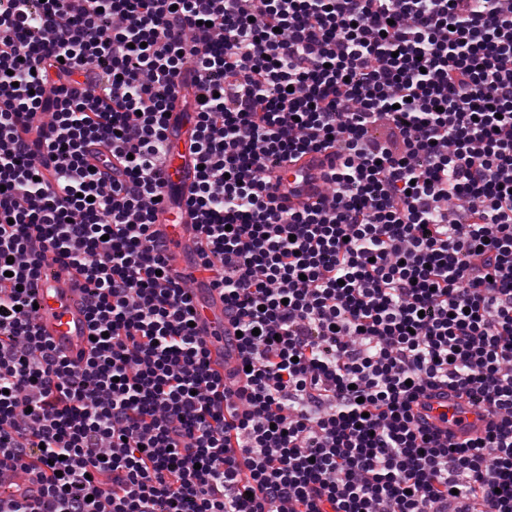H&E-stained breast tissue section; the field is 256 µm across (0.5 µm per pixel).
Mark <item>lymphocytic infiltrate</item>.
I'll use <instances>...</instances> for the list:
<instances>
[{"label": "lymphocytic infiltrate", "mask_w": 512, "mask_h": 512, "mask_svg": "<svg viewBox=\"0 0 512 512\" xmlns=\"http://www.w3.org/2000/svg\"><path fill=\"white\" fill-rule=\"evenodd\" d=\"M188 68L235 404L153 231ZM328 147L288 210L264 172ZM39 242L86 275L83 363ZM440 388L496 422L441 442ZM0 464L41 482L0 512H512V0H0ZM45 255L43 274L34 283L37 329L71 361L83 362L89 354L88 308L82 299L85 281L72 267L57 261L50 248Z\"/></svg>", "instance_id": "f902f5d3"}]
</instances>
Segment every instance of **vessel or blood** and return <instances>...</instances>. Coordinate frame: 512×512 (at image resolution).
<instances>
[{"instance_id":"obj_1","label":"vessel or blood","mask_w":512,"mask_h":512,"mask_svg":"<svg viewBox=\"0 0 512 512\" xmlns=\"http://www.w3.org/2000/svg\"><path fill=\"white\" fill-rule=\"evenodd\" d=\"M166 135V154L161 165L164 188L190 195L197 177L191 150L192 124L184 117H177ZM335 165L336 158L331 152L304 154L280 169L270 187L288 209L302 208L323 193V176ZM153 228L171 256L176 271L191 278L199 311L198 331L208 343L212 367L231 372L237 367L239 357L237 349L229 343L234 327L224 315V295L220 289L211 287L207 278L193 274L187 264L202 242L193 213L186 208L158 209ZM34 286L39 305L36 326L40 334L71 361H84L89 354L84 279L72 267L57 261L55 254L50 252L46 255L44 271ZM414 412L442 439L453 443L481 435L492 419L487 406L469 403L445 389L420 398Z\"/></svg>"}]
</instances>
